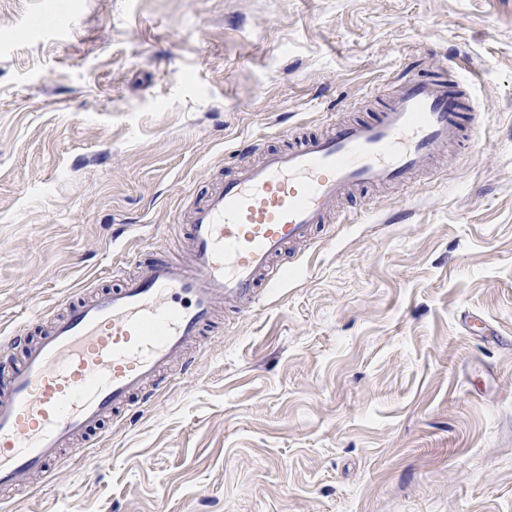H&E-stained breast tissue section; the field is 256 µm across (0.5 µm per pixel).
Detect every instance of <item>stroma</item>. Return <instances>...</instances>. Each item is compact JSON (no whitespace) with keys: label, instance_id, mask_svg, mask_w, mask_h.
I'll return each instance as SVG.
<instances>
[{"label":"stroma","instance_id":"obj_1","mask_svg":"<svg viewBox=\"0 0 512 512\" xmlns=\"http://www.w3.org/2000/svg\"><path fill=\"white\" fill-rule=\"evenodd\" d=\"M407 61L461 66L480 129L0 512H512V0H0V338L178 256L243 145L371 120Z\"/></svg>","mask_w":512,"mask_h":512}]
</instances>
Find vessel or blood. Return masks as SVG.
I'll list each match as a JSON object with an SVG mask.
<instances>
[{"mask_svg": "<svg viewBox=\"0 0 512 512\" xmlns=\"http://www.w3.org/2000/svg\"><path fill=\"white\" fill-rule=\"evenodd\" d=\"M467 87L405 71L376 119L262 151L213 186L183 215L185 259L157 252L120 288L33 319L40 335L22 360L0 358V489L31 475L53 482L61 449L86 452L93 430L163 388L173 363L192 373L186 351L219 304L251 313L262 282L277 279L276 259L311 244L340 201L364 187L408 185L431 168L463 120L480 123Z\"/></svg>", "mask_w": 512, "mask_h": 512, "instance_id": "b4317fda", "label": "vessel or blood"}]
</instances>
